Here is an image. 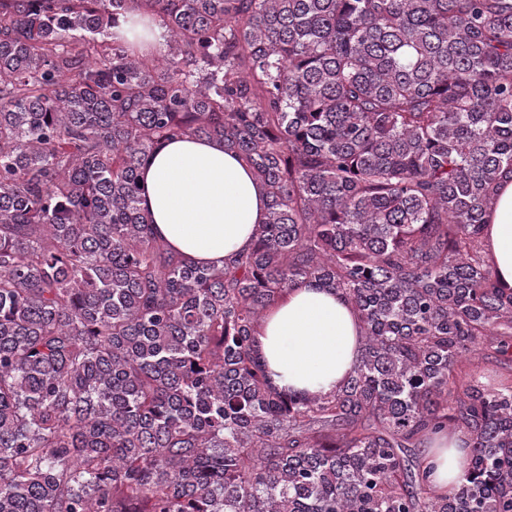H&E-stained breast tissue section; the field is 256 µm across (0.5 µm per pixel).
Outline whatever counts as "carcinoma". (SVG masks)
Segmentation results:
<instances>
[{
  "label": "carcinoma",
  "instance_id": "1",
  "mask_svg": "<svg viewBox=\"0 0 512 512\" xmlns=\"http://www.w3.org/2000/svg\"><path fill=\"white\" fill-rule=\"evenodd\" d=\"M158 19L163 47L113 38ZM224 142L268 219L224 267L151 232L140 171ZM512 0H0V512H512ZM308 283L361 354L326 394L256 349ZM458 428L445 493L419 451ZM485 219L487 261L500 284L512 288V180L502 183ZM474 365L478 366V370L491 379L504 378L512 373V363L504 360L503 357H486L481 354L473 360Z\"/></svg>",
  "mask_w": 512,
  "mask_h": 512
}]
</instances>
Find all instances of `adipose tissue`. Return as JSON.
<instances>
[{"mask_svg":"<svg viewBox=\"0 0 512 512\" xmlns=\"http://www.w3.org/2000/svg\"><path fill=\"white\" fill-rule=\"evenodd\" d=\"M141 206L155 234L185 259L206 266L248 249L265 223L268 195L250 167L217 140L179 138L162 145L140 175ZM486 257L502 286L512 288V180L502 183L486 214ZM275 385L324 394L346 380L361 346L359 318L336 292L302 284L267 312L256 338ZM469 441L461 432L428 443L432 486L444 492L463 475Z\"/></svg>","mask_w":512,"mask_h":512,"instance_id":"ef3b65f1","label":"adipose tissue"}]
</instances>
